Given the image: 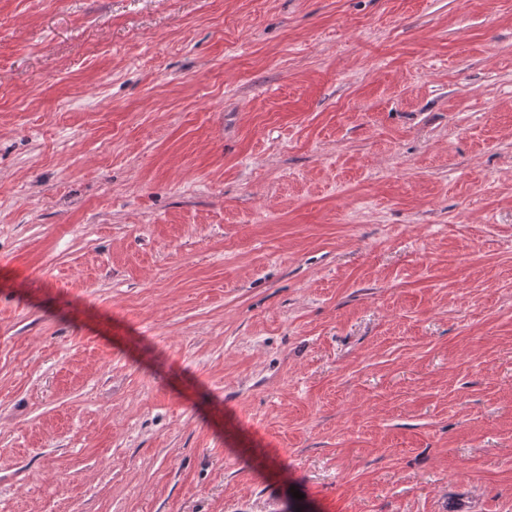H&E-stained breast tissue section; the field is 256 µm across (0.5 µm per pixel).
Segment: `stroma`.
<instances>
[{"instance_id": "35a3bbf8", "label": "stroma", "mask_w": 512, "mask_h": 512, "mask_svg": "<svg viewBox=\"0 0 512 512\" xmlns=\"http://www.w3.org/2000/svg\"><path fill=\"white\" fill-rule=\"evenodd\" d=\"M289 507L512 512V0H0V512Z\"/></svg>"}]
</instances>
